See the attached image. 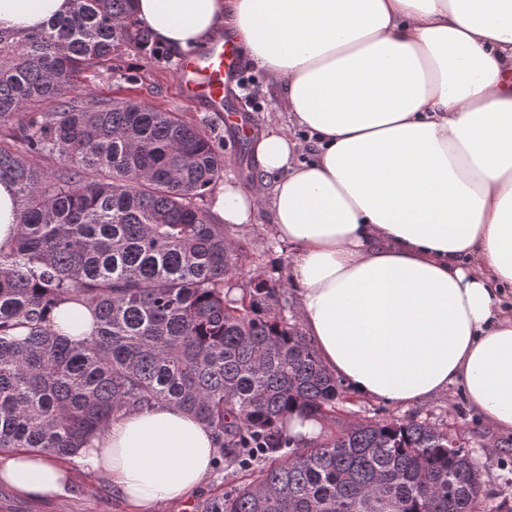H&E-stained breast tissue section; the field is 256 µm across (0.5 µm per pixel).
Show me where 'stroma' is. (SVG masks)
<instances>
[{
	"mask_svg": "<svg viewBox=\"0 0 512 512\" xmlns=\"http://www.w3.org/2000/svg\"><path fill=\"white\" fill-rule=\"evenodd\" d=\"M180 61V55L168 52L162 60L149 63L133 53L123 60L122 65L135 73V82H126L107 70L99 69L88 71L81 84L101 98L130 96L180 113L222 147L225 180L245 181L253 170L249 143L243 135L235 133L228 118L235 114L243 115L248 125L256 130L273 123L287 125L288 115L279 109L278 81L259 74L258 79L264 89L260 103H252L245 92L238 89L228 92L223 111L212 112L183 94L175 74ZM271 224L269 211L262 208L256 213L253 223L235 228L228 226L224 232L228 238L247 243L250 263L262 267L269 278L286 285L288 306L285 314L297 322L301 319L297 286L287 277L292 249L274 237ZM364 417L426 419L444 425L478 461H490L486 476L488 489L512 498V433H500L493 424L484 420L459 387H452L444 395L408 407L352 396L338 414L342 421ZM245 479L244 472L236 466L219 460L206 482L188 501L170 502L160 512H202L206 500ZM0 512H128V509L105 477L83 472L78 475L69 495L49 500L20 497L11 487L0 483Z\"/></svg>",
	"mask_w": 512,
	"mask_h": 512,
	"instance_id": "1",
	"label": "stroma"
}]
</instances>
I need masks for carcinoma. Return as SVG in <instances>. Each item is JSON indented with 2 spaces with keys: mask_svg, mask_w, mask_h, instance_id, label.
Instances as JSON below:
<instances>
[{
  "mask_svg": "<svg viewBox=\"0 0 512 512\" xmlns=\"http://www.w3.org/2000/svg\"><path fill=\"white\" fill-rule=\"evenodd\" d=\"M131 2L0 28V181L18 209L0 244V449L67 459L120 413L170 404L249 476L203 512H512L439 424L290 431L294 413L336 420L343 387L288 321L283 285L252 270L232 294L246 248L199 206L224 155L177 112L74 94L99 67L134 80L115 64L131 52L162 57ZM68 302L93 316L90 337L55 321Z\"/></svg>",
  "mask_w": 512,
  "mask_h": 512,
  "instance_id": "cac0c4a2",
  "label": "carcinoma"
}]
</instances>
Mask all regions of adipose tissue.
<instances>
[{
	"label": "adipose tissue",
	"mask_w": 512,
	"mask_h": 512,
	"mask_svg": "<svg viewBox=\"0 0 512 512\" xmlns=\"http://www.w3.org/2000/svg\"><path fill=\"white\" fill-rule=\"evenodd\" d=\"M70 8L0 0V28L37 30ZM133 11L160 47L201 49L226 32L283 80L290 125L252 142L271 195L228 181L212 212L242 225L268 204L323 366L399 406L461 387L512 432V0H133ZM216 452L210 427L158 405L113 419L71 466L4 452L0 480L40 500L93 471L131 512H157L202 486Z\"/></svg>",
	"instance_id": "obj_1"
}]
</instances>
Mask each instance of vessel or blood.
Masks as SVG:
<instances>
[{
	"instance_id": "1",
	"label": "vessel or blood",
	"mask_w": 512,
	"mask_h": 512,
	"mask_svg": "<svg viewBox=\"0 0 512 512\" xmlns=\"http://www.w3.org/2000/svg\"><path fill=\"white\" fill-rule=\"evenodd\" d=\"M241 69V58L232 39L218 40L185 56L178 65L183 93L221 111L224 96Z\"/></svg>"
}]
</instances>
